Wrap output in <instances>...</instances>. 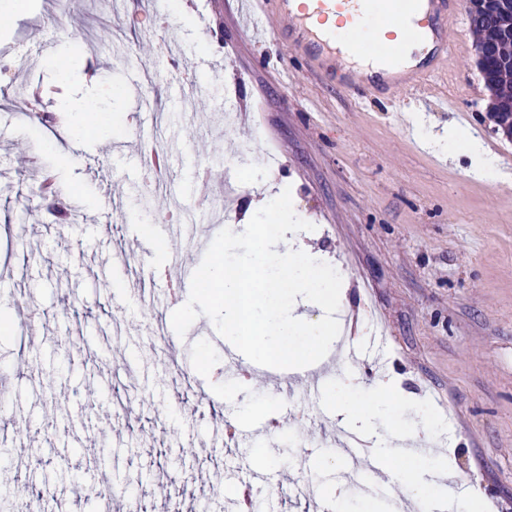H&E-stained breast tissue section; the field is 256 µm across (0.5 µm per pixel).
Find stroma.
Masks as SVG:
<instances>
[{"label":"stroma","mask_w":512,"mask_h":512,"mask_svg":"<svg viewBox=\"0 0 512 512\" xmlns=\"http://www.w3.org/2000/svg\"><path fill=\"white\" fill-rule=\"evenodd\" d=\"M17 0L0 13V265L26 261L27 275L0 290V314L20 321L23 296L38 310L29 371L6 384L0 400L32 408L34 426L8 457L34 456L37 477L67 470L63 512H97L89 488L111 479L146 490L147 512H198L213 486L200 473L224 475L219 512L243 487L269 490L264 512H377L406 501L396 477L363 496L344 471L321 465L340 456L330 441L343 427L336 383L351 376L357 403L388 392L376 420L387 435L400 424L412 439L447 457L449 493L473 492L480 512H512V140L493 133L488 92L471 50L468 18L459 35L470 50L452 75L433 79L427 104L413 107L425 129L447 134L453 121L436 105L456 83L468 128L497 155L502 181L479 180L466 153L448 158L401 133L394 103L351 97L335 83L302 74L281 40L241 30L238 0ZM168 21L179 66L197 78L188 97L161 80L171 60L137 43ZM66 51V78L31 37ZM17 54H10V47ZM86 104L61 128L58 84ZM37 91V115L8 109ZM154 136L173 163L160 176L169 199L161 211L136 205L144 172L131 150ZM209 169L206 194L190 189L197 162ZM56 174L57 200L40 199L39 171ZM236 190L231 213L220 207ZM290 190L308 231L287 234L278 253L319 255L342 272L355 313V360L333 342L334 364L318 393L287 390L227 365L229 343L204 315L178 336L153 338L154 303L168 286L175 256L194 239L211 243L223 229L240 233L243 204ZM387 324L389 365L371 369L369 312ZM132 408H115L118 391ZM430 420L416 417L410 402ZM335 495L308 491L326 481Z\"/></svg>","instance_id":"stroma-1"}]
</instances>
